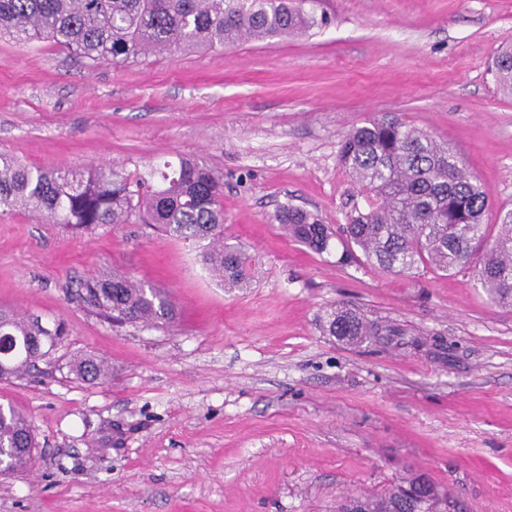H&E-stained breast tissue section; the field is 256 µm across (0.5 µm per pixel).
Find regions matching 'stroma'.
I'll list each match as a JSON object with an SVG mask.
<instances>
[{"label": "stroma", "mask_w": 512, "mask_h": 512, "mask_svg": "<svg viewBox=\"0 0 512 512\" xmlns=\"http://www.w3.org/2000/svg\"><path fill=\"white\" fill-rule=\"evenodd\" d=\"M309 34L87 63L0 39V153L37 167L178 158L224 179V233L252 258L229 290L202 247L151 226L72 229L0 211V306L63 322L36 370L0 379L32 467L0 475V512H336L343 495L426 474L448 512H512V310L471 272L408 276L286 237L284 204L344 223L353 125L395 116L451 147L512 209V94L490 71L512 0H326ZM120 272L168 294L173 323L110 327L80 284ZM336 307L386 328L350 346ZM104 357L105 383L69 369Z\"/></svg>", "instance_id": "obj_1"}]
</instances>
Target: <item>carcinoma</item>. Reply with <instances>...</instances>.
Returning <instances> with one entry per match:
<instances>
[{"label": "carcinoma", "mask_w": 512, "mask_h": 512, "mask_svg": "<svg viewBox=\"0 0 512 512\" xmlns=\"http://www.w3.org/2000/svg\"><path fill=\"white\" fill-rule=\"evenodd\" d=\"M322 0H0V36L17 42L46 40L92 63H125L149 51L214 49L244 40H268L322 29L330 23ZM491 71L512 93V48L500 50ZM338 160L364 202L351 199L342 233L346 257L391 274L420 267L446 273L470 270L489 299L512 308V210L484 223L490 191L457 154L397 117H375L351 127ZM223 176L204 163L181 158L171 171L134 176L115 169L30 168L0 154V208L22 209L47 224H128L135 217L185 242H205L202 260L226 288H246L251 257L224 237ZM275 220L289 238L317 254L328 251L330 225L301 207L279 208ZM81 301L111 323L175 318L170 299L123 275L89 278ZM324 331L360 345L381 329L336 308ZM61 326L0 308V378L19 377L56 346ZM71 371L91 381L111 377L99 356L74 359ZM36 447L29 418L0 404V471L18 474ZM415 494L398 482L379 494L359 495L364 512H412L418 497L443 512L447 494L427 477Z\"/></svg>", "instance_id": "obj_1"}]
</instances>
